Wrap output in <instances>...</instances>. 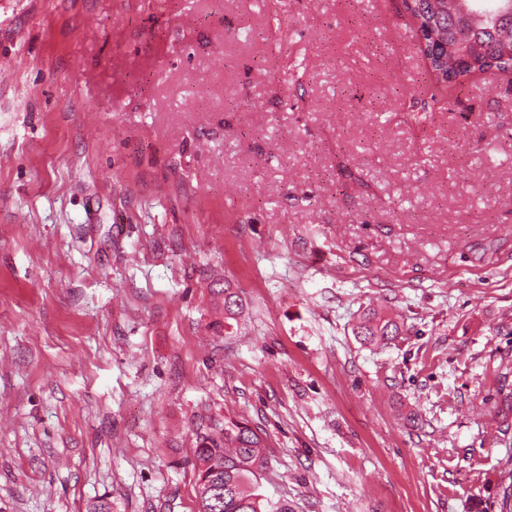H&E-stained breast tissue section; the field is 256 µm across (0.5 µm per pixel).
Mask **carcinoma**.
<instances>
[{"instance_id": "carcinoma-1", "label": "carcinoma", "mask_w": 512, "mask_h": 512, "mask_svg": "<svg viewBox=\"0 0 512 512\" xmlns=\"http://www.w3.org/2000/svg\"><path fill=\"white\" fill-rule=\"evenodd\" d=\"M443 0H415L417 8H407L413 22L435 24L447 32V38L432 44V51L448 57L447 85L461 83L480 73L488 79L512 67V60L503 58L502 41L512 40V12L495 8L498 0H468L473 26L466 28L459 18L440 9ZM223 296L224 327L237 321L241 304L231 288L217 291ZM401 334L398 317L383 308L369 306L360 317L356 336L364 344L392 341ZM262 437L248 426L226 421L215 424L212 433L201 436L196 454L195 470L199 477L198 512H264L253 482L265 464ZM508 483L503 487L500 512H512V457L506 461Z\"/></svg>"}]
</instances>
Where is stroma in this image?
I'll use <instances>...</instances> for the list:
<instances>
[{
	"mask_svg": "<svg viewBox=\"0 0 512 512\" xmlns=\"http://www.w3.org/2000/svg\"><path fill=\"white\" fill-rule=\"evenodd\" d=\"M435 84L403 0H0V512H197L224 419L269 506L500 512L512 71ZM401 334L397 316L388 314L382 307H367L360 317L356 336L363 344H379L395 340Z\"/></svg>",
	"mask_w": 512,
	"mask_h": 512,
	"instance_id": "1",
	"label": "stroma"
}]
</instances>
